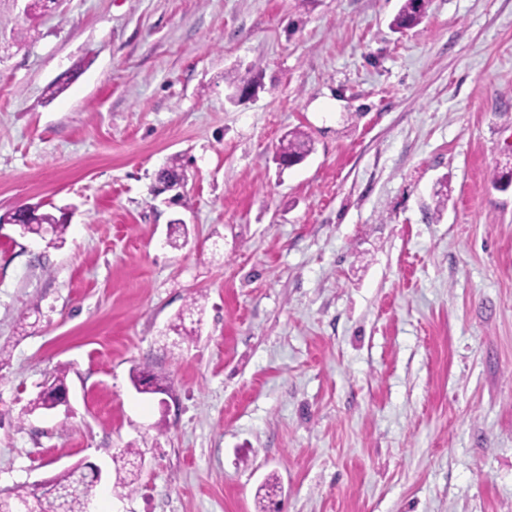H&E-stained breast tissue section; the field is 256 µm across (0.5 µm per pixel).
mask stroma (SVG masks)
<instances>
[{
  "label": "stroma",
  "mask_w": 512,
  "mask_h": 512,
  "mask_svg": "<svg viewBox=\"0 0 512 512\" xmlns=\"http://www.w3.org/2000/svg\"><path fill=\"white\" fill-rule=\"evenodd\" d=\"M401 3L0 0V214L73 211L0 226V491L82 461L94 512H512V0ZM426 0H404L398 15L393 20L396 30L416 25L425 14ZM313 151L311 140L306 133L301 131H293L288 134L286 143L280 145L277 150V155L282 160H297L304 159ZM36 207L35 224H30V220L35 214L33 211L20 206L14 207L15 219L12 225L19 227L22 236H25V225L27 224V236L43 238L45 230L48 227L51 235L55 237V240L63 239L69 225L65 223L62 217H57L52 213L40 212V214H37L39 206ZM64 378L60 376H53L52 379L47 380L37 396L29 401V412H34L39 409L51 410L56 408L54 403V394L60 387L64 386ZM142 453L138 448H124L120 451L122 465L117 469L116 485L127 489L132 493L136 489V483L139 480L141 468L140 459ZM120 473L124 475L121 476Z\"/></svg>",
  "instance_id": "obj_1"
}]
</instances>
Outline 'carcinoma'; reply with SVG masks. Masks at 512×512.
Segmentation results:
<instances>
[{"label":"carcinoma","mask_w":512,"mask_h":512,"mask_svg":"<svg viewBox=\"0 0 512 512\" xmlns=\"http://www.w3.org/2000/svg\"><path fill=\"white\" fill-rule=\"evenodd\" d=\"M426 0H404L398 15L393 20L397 30L407 29L416 25L425 14ZM313 151L311 140L306 133L293 131L288 134L286 143L280 145L277 155L283 160L304 159ZM68 224L48 212L36 215V223L26 226L27 235L43 237L45 230H50L57 240L63 239ZM137 385L144 386L143 392L156 393L169 388L166 375H155L141 371L133 376ZM64 378L54 376L46 381L44 389L29 401V411L56 408L54 394L64 386ZM142 453L137 448H124L120 451L122 465L117 469L116 485L133 492L139 480ZM98 482L76 470H62L41 487L17 486L10 491L0 493V512H14L16 506L26 505L28 512H84L86 501L92 499Z\"/></svg>","instance_id":"cac0c4a2"}]
</instances>
